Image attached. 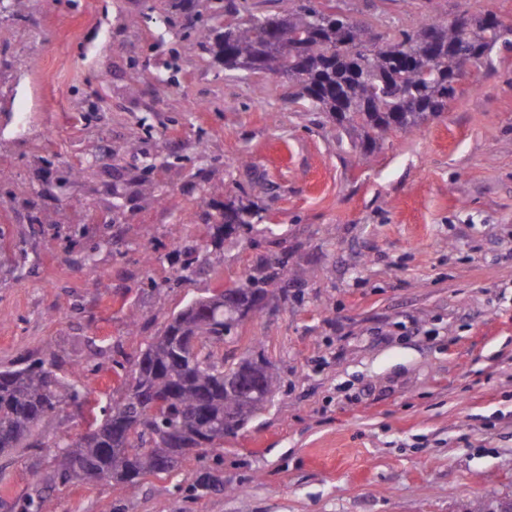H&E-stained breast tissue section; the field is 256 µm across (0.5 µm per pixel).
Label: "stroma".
Listing matches in <instances>:
<instances>
[{
    "label": "stroma",
    "instance_id": "1",
    "mask_svg": "<svg viewBox=\"0 0 512 512\" xmlns=\"http://www.w3.org/2000/svg\"><path fill=\"white\" fill-rule=\"evenodd\" d=\"M343 8L385 38L427 14L512 22V0ZM210 17L208 0H18L0 18V368L50 350L106 402L121 393L117 362L194 293L283 253L307 273L230 345L271 360L281 384L223 454L133 495L56 486V512H466L512 499V48L464 74L417 133L367 150L287 78L215 63L192 33ZM53 155L83 171L61 200ZM241 202L267 232L223 231L220 213ZM218 237L193 282L165 287L182 246ZM49 469L39 448L0 454V512H21Z\"/></svg>",
    "mask_w": 512,
    "mask_h": 512
}]
</instances>
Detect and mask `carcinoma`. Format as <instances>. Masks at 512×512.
I'll use <instances>...</instances> for the list:
<instances>
[{
	"instance_id": "obj_1",
	"label": "carcinoma",
	"mask_w": 512,
	"mask_h": 512,
	"mask_svg": "<svg viewBox=\"0 0 512 512\" xmlns=\"http://www.w3.org/2000/svg\"><path fill=\"white\" fill-rule=\"evenodd\" d=\"M277 19L253 15L224 31L199 32L201 45L228 70H244L259 61L269 73L297 82L299 95L313 110L326 112L341 125L362 131L368 145L392 132L416 131L431 116L445 111L461 77V51L470 67L492 64V53L512 46V24L487 14L488 28L465 35L429 17L413 31L403 30L384 46H374L371 27L355 24L334 5L313 0H283ZM346 42L354 54L336 58L329 51ZM258 212L228 204L220 220L255 232ZM179 270L168 280L176 288L194 280L208 262V249L188 247ZM301 277L288 268V254L244 276L225 289L240 297L237 305L206 293L168 316L162 330L149 338L136 358L121 369V394L97 408L59 374L53 352L31 362L0 369V453L15 448H44L52 463L50 481L61 485L104 480L133 492L159 468L160 455L183 460L202 449L224 447V417L234 414L244 428L272 402L280 375L268 360L224 355L248 313L259 311L268 288ZM166 396L159 409L136 394ZM88 406V428L66 431L52 441L37 439V428L72 407ZM51 499L36 491L24 512H51Z\"/></svg>"
}]
</instances>
